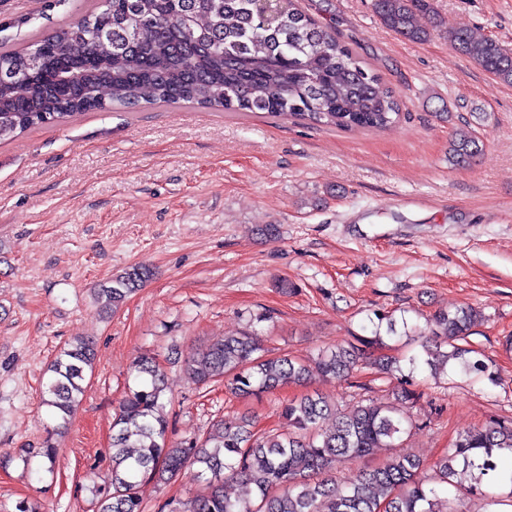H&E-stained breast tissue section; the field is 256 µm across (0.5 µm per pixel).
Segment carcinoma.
I'll return each mask as SVG.
<instances>
[{
    "mask_svg": "<svg viewBox=\"0 0 512 512\" xmlns=\"http://www.w3.org/2000/svg\"><path fill=\"white\" fill-rule=\"evenodd\" d=\"M295 0H92L72 26L33 39L26 47L0 45V142L80 112L147 104H190L221 112H265L273 117L335 128L384 130L401 115L393 91L355 52L294 5ZM380 23L396 35L423 41L416 16L432 0H373ZM454 48L499 81L512 84V51L464 29L448 32ZM481 154L478 139L457 128L448 161L465 166ZM153 276L134 265L99 290L104 306L119 309ZM481 313L440 310L430 318L419 350L367 361L383 343L376 330L359 345L318 351L307 359L268 354L257 334L243 330L217 338L186 363L194 383L224 381L241 397L259 398L312 378L346 382L371 363L382 378L400 375L398 401L407 411L372 399L342 411L317 393L281 403L279 429L256 431L247 416L220 420L204 439L169 440L166 375L152 353L137 355L131 384L112 421V490L98 512H144L141 485L198 467L203 492L172 512H455L448 488L482 501L481 512L512 503V422L495 421L459 434L433 464L399 452L403 436L421 418L416 376L461 368L495 381L493 361L472 357L468 341ZM94 342L79 337L53 361L42 390L56 428L67 427L84 393ZM377 448L390 450L371 468L349 465ZM24 460L52 465L57 448L46 439L24 448ZM349 469L344 480L336 472ZM436 472L438 485L425 479ZM228 484L242 488L231 497Z\"/></svg>",
    "mask_w": 512,
    "mask_h": 512,
    "instance_id": "1",
    "label": "carcinoma"
}]
</instances>
